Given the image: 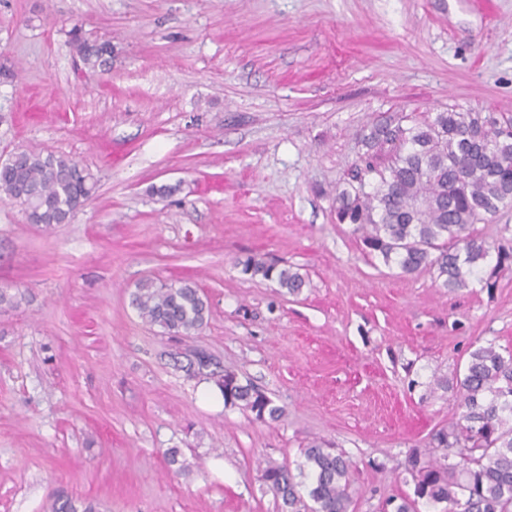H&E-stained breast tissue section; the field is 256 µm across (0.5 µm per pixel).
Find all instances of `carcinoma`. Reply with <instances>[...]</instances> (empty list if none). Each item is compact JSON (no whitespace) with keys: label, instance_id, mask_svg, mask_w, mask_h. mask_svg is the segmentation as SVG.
I'll list each match as a JSON object with an SVG mask.
<instances>
[{"label":"carcinoma","instance_id":"cac0c4a2","mask_svg":"<svg viewBox=\"0 0 512 512\" xmlns=\"http://www.w3.org/2000/svg\"><path fill=\"white\" fill-rule=\"evenodd\" d=\"M72 50L91 68L112 63V43L68 31ZM365 151L336 188V223L348 224L367 254L413 275L429 270L440 286L456 291L475 278L493 288L512 268V239L491 243L476 225L512 208V118L450 108L419 119L396 113L372 126ZM94 175L72 158L24 150L0 165V195L25 208L28 220L48 228L70 221L95 191ZM295 296L306 281L289 267L244 262ZM142 320L168 334L189 336L206 323L208 304L197 286L146 279L132 294ZM224 406L276 421L284 410L264 391L229 370L210 372ZM458 419L435 430L425 449L404 463L413 496L390 497L382 512H512V352L487 342L469 352L456 380ZM442 450L430 458V449ZM307 484L288 465L262 470L266 491L281 512H354L353 463L345 452L314 441L302 450ZM45 512H101V504L52 492Z\"/></svg>","mask_w":512,"mask_h":512}]
</instances>
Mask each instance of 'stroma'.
<instances>
[{
	"label": "stroma",
	"instance_id": "1",
	"mask_svg": "<svg viewBox=\"0 0 512 512\" xmlns=\"http://www.w3.org/2000/svg\"><path fill=\"white\" fill-rule=\"evenodd\" d=\"M76 24L111 69L72 52ZM0 67V159L64 154L97 181L51 228L0 197L19 301L0 307V512L56 489L106 512H278L262 470L319 438L353 461L355 512L412 495L403 462L457 419L472 345L512 350V270L455 292L401 274L333 198L385 114L512 117V0H0ZM249 256L306 288L244 274ZM147 278L194 282L206 326L145 323ZM200 351L284 416L212 405L182 367Z\"/></svg>",
	"mask_w": 512,
	"mask_h": 512
}]
</instances>
